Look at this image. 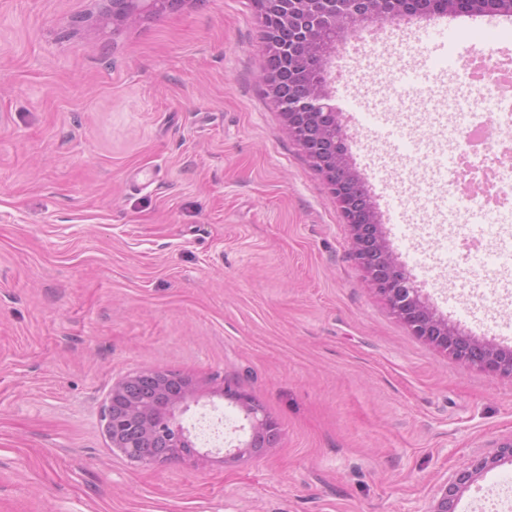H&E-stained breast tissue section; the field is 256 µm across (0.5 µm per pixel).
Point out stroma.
<instances>
[{"instance_id": "35a3bbf8", "label": "stroma", "mask_w": 512, "mask_h": 512, "mask_svg": "<svg viewBox=\"0 0 512 512\" xmlns=\"http://www.w3.org/2000/svg\"><path fill=\"white\" fill-rule=\"evenodd\" d=\"M103 0H0V512H429L447 481L512 440V380L414 336L349 253L324 178L259 81L251 0H188L114 27ZM466 48L512 70V26L487 15ZM333 102L390 246L430 303L512 349V288L496 240L460 263L464 234L395 149L459 157L429 106H385L420 73L461 85L426 32L371 23L337 43ZM494 294V303L485 295ZM135 371L188 380L190 456L142 467L101 422ZM253 396L273 447L248 440L225 388ZM512 497L502 461L455 512Z\"/></svg>"}]
</instances>
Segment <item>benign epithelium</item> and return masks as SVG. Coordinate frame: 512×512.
Returning <instances> with one entry per match:
<instances>
[{
    "label": "benign epithelium",
    "instance_id": "benign-epithelium-1",
    "mask_svg": "<svg viewBox=\"0 0 512 512\" xmlns=\"http://www.w3.org/2000/svg\"><path fill=\"white\" fill-rule=\"evenodd\" d=\"M279 2L283 7L281 27L291 30L301 20L318 14L326 0H272L274 4ZM482 3L483 0H469V6L463 7L461 0H435L430 11L491 13ZM165 5L173 9V0H112V21L148 18ZM336 10V27L342 38L366 22L377 21L367 8V0H336ZM261 39L264 54L272 55L281 50L279 31L266 29ZM329 57L330 46L321 39L311 41L307 55L292 57L296 70L315 75L316 89L312 93L286 90L278 73L266 67L260 73V83L265 96L275 103L288 133L293 135L299 128L304 130L308 140L299 142V147L323 175L329 189L340 197L342 186L351 188V204L342 202L339 208L343 223L350 230L353 260L413 335L467 367L493 377L512 379V350L466 334L438 313L420 294L409 272L394 255L373 196L354 166L339 113L333 111L331 105V73L318 64V60ZM225 395L243 411L249 422L250 437L226 453L224 460L258 454L270 447L278 435L277 423L263 413L249 394L227 391ZM196 403L198 399L190 382L175 380L170 374L144 371L117 380L110 388L103 413L111 447L145 465L179 458L182 449L194 447L191 432L183 426L181 416ZM128 420L138 422L134 435L126 433ZM164 432L168 433L166 450L158 453L156 439ZM494 464V459L481 458L459 469L428 512H455L459 490Z\"/></svg>",
    "mask_w": 512,
    "mask_h": 512
}]
</instances>
